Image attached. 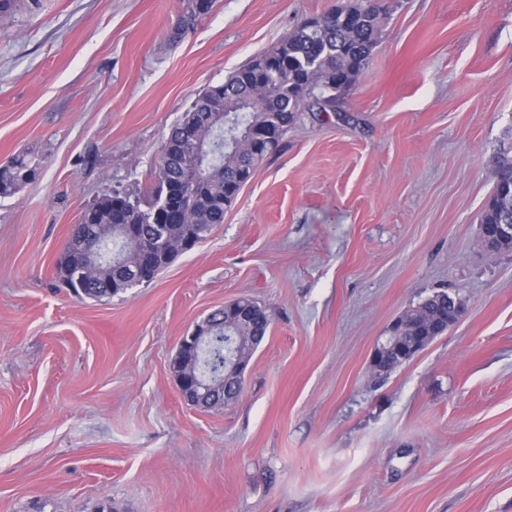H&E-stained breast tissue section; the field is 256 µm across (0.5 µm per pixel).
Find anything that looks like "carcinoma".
<instances>
[{"instance_id":"cac0c4a2","label":"carcinoma","mask_w":512,"mask_h":512,"mask_svg":"<svg viewBox=\"0 0 512 512\" xmlns=\"http://www.w3.org/2000/svg\"><path fill=\"white\" fill-rule=\"evenodd\" d=\"M181 20L193 24L207 14L213 0H183ZM381 0H347L330 11L305 19L279 43L233 72L224 83L200 92L173 126L168 149L191 156L197 140L229 138L231 150L205 159L203 180L191 205L184 204L177 165L156 166L154 185L129 205H117L105 195L87 207L73 226L69 243L57 264L62 284L78 296L100 301L119 293L126 271L149 256L154 279L174 261L169 245L186 238L204 240L236 199L240 175L254 171L268 154L253 151L247 141L252 127L273 125L284 137L296 113L308 105L320 112L336 111L352 77L366 66L380 33ZM37 164L25 156L9 159L0 168V195H11L29 178ZM512 161L496 171V183L481 215L483 224H512ZM252 318L242 323L236 311H216L214 335L205 347L203 368L214 380L224 373L233 340L266 335L271 319L267 308L249 301ZM448 329V293L441 291L406 310L401 336H439Z\"/></svg>"}]
</instances>
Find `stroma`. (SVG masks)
I'll use <instances>...</instances> for the list:
<instances>
[{"mask_svg":"<svg viewBox=\"0 0 512 512\" xmlns=\"http://www.w3.org/2000/svg\"><path fill=\"white\" fill-rule=\"evenodd\" d=\"M341 0H16L0 14V512H512V251L479 221L512 153V0H390L338 112L304 110L206 240L102 301L57 261L85 207L148 189L207 87ZM464 315L373 377L433 293ZM271 315L236 401L179 392L182 336ZM38 163L27 159L25 156L17 155L9 159V165L0 168V195H10L29 178L35 177ZM398 319L395 320L387 329L386 334L387 336H384V340L380 343H378L371 354L370 358V365L374 369V371L377 373L378 371H381L379 368V362L381 355L385 354L387 351H396L398 354L399 360L408 361L410 360L419 350H421L422 347L426 346L428 342L426 340L423 341L422 345L419 348L411 347L409 350L401 348L399 346V340L398 336H395V329L397 326Z\"/></svg>","mask_w":512,"mask_h":512,"instance_id":"obj_1","label":"stroma"}]
</instances>
